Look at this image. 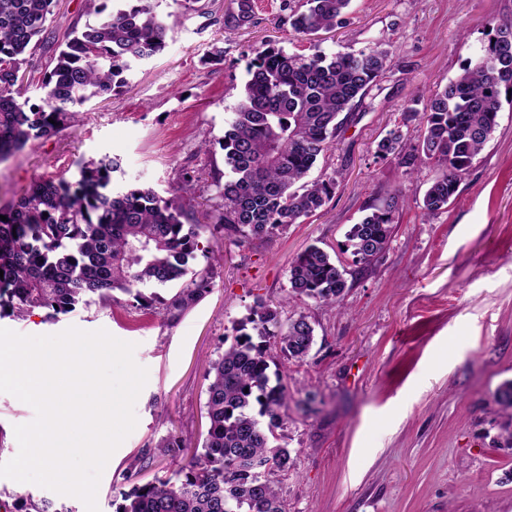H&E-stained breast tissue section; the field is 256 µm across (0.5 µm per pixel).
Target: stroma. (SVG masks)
<instances>
[{
	"instance_id": "35a3bbf8",
	"label": "stroma",
	"mask_w": 512,
	"mask_h": 512,
	"mask_svg": "<svg viewBox=\"0 0 512 512\" xmlns=\"http://www.w3.org/2000/svg\"><path fill=\"white\" fill-rule=\"evenodd\" d=\"M301 3L254 0L242 21L236 0H200L201 12L181 14L161 54L132 64L125 86L85 104L77 125L0 163L1 207L36 179L77 177L78 160L119 158L113 187L153 188L183 207L188 223L203 225L205 249L224 256L212 291L176 316L135 308L118 291L54 320L42 310L2 316L0 328L104 329L135 344L148 380L135 403L137 425L101 476L99 512H116L120 491L133 484L178 470L182 458L169 456L142 467L161 438L173 432L187 448L201 447L209 365L259 298L280 303L281 318L307 314L316 336L304 362L276 360L288 388L283 443L294 460L280 479L288 512H512V448L493 402L512 380V109L501 112L454 201L432 216L422 205L436 170L376 155L417 92L445 86L479 50L489 20H512V0H353L343 27L310 37L295 35L288 19ZM90 20L85 0H57L25 71L32 103L42 101L60 42ZM265 44L290 54L377 47L389 50L390 66L309 174L335 179L331 199L303 223L240 247L205 225L221 204L219 141ZM187 173L197 181L185 195ZM397 187L405 203L389 250L340 307L288 299L289 260L317 242L351 264L340 251L346 232ZM34 417L31 406L0 393V462L18 452L15 426ZM22 498L86 512L78 498L0 477V512H16Z\"/></svg>"
}]
</instances>
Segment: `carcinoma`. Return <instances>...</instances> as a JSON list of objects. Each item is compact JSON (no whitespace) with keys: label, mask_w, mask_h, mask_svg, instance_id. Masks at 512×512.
I'll use <instances>...</instances> for the list:
<instances>
[{"label":"carcinoma","mask_w":512,"mask_h":512,"mask_svg":"<svg viewBox=\"0 0 512 512\" xmlns=\"http://www.w3.org/2000/svg\"><path fill=\"white\" fill-rule=\"evenodd\" d=\"M87 0L98 17L71 30L52 70L42 81V104L19 101L20 71L43 41L56 0H0V162L29 142L57 135L77 120L76 108L125 85L133 61L166 47L173 27L157 0ZM353 0H305L289 16L303 36L330 32ZM512 22L491 25L489 39L461 72L440 89L422 93L423 109L410 108L406 133L396 128L377 145V157L397 156L407 167L428 164L438 175L423 198L425 214L448 207L463 175L498 126L503 104L512 106ZM377 48L344 49L330 56L288 54L268 46L247 66L244 93L224 138L230 178L218 186L223 210L217 223L239 242L263 239L302 222L330 200L334 179L307 180L330 151L342 125L339 116L362 101L389 68ZM118 162L109 156L78 163L79 178L60 175L32 183L21 200L0 209V314L24 317L37 309L55 319L85 297L112 300L118 290L138 309L187 310L213 285V266L189 269L200 250L202 225H186L183 211L151 188L110 191ZM404 203L396 189L346 233L352 267L338 263L317 244L288 261V295L334 308L348 278L385 255L395 214ZM48 216H43V213ZM188 278L171 302L145 288H163ZM232 340L212 362L204 405L207 432L201 452L172 476H154L121 492L116 512H286L278 477L293 466L283 440L280 409L288 393L271 377L273 352L304 361L315 342L309 316L280 319L278 307L257 300L231 327ZM506 418L503 436L512 447V380L495 392ZM158 454L178 457L186 448L173 435Z\"/></svg>","instance_id":"obj_1"}]
</instances>
